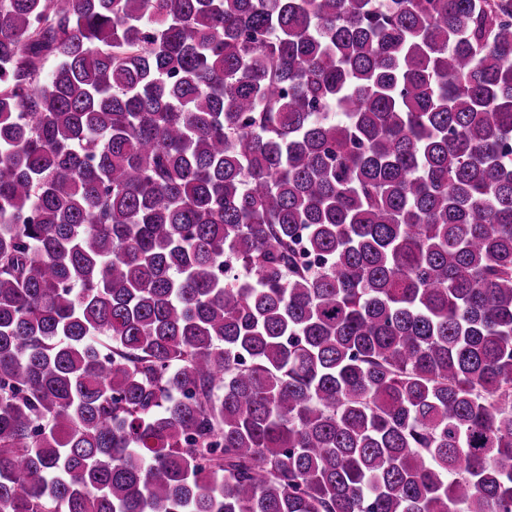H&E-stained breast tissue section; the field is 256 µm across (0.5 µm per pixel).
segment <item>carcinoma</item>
I'll return each instance as SVG.
<instances>
[{"label":"carcinoma","instance_id":"cac0c4a2","mask_svg":"<svg viewBox=\"0 0 512 512\" xmlns=\"http://www.w3.org/2000/svg\"><path fill=\"white\" fill-rule=\"evenodd\" d=\"M0 512H512V0H0Z\"/></svg>","mask_w":512,"mask_h":512}]
</instances>
